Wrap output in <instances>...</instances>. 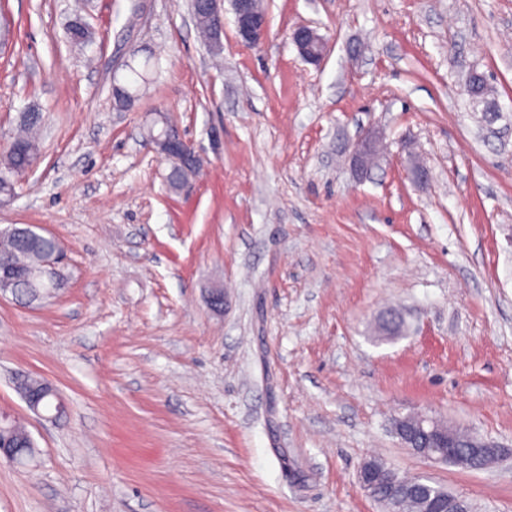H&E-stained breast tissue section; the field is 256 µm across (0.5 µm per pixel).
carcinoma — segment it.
<instances>
[{
	"label": "carcinoma",
	"instance_id": "1",
	"mask_svg": "<svg viewBox=\"0 0 512 512\" xmlns=\"http://www.w3.org/2000/svg\"><path fill=\"white\" fill-rule=\"evenodd\" d=\"M67 39L73 44L83 45L92 39V32L80 19L71 21L66 28ZM154 63L147 57L143 62L130 60L124 64L127 71L126 85L121 87L119 100L127 102L136 100L142 84L146 83ZM41 124L40 114L25 112L21 116L19 132L4 148L3 159L0 160V195L8 198L16 191L17 182L36 164L40 157L41 141L38 130ZM196 173V168L173 164L168 175V182L174 189L181 188L189 175ZM57 247L54 238L37 233L30 226H15L8 231L0 232V263H7L24 273L17 278L0 280V292L10 293L25 305L39 304L47 299L46 287L42 286V273L45 256ZM15 387L22 396L31 392H47L54 397L56 392L53 384L42 377L19 375L15 378ZM0 439L34 452L35 443L28 431L15 422L7 424L0 430ZM406 478L392 474V479L375 491V498L394 499L401 496V489Z\"/></svg>",
	"mask_w": 512,
	"mask_h": 512
}]
</instances>
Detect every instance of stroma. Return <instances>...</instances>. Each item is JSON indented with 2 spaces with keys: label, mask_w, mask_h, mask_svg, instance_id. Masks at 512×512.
I'll return each mask as SVG.
<instances>
[{
  "label": "stroma",
  "mask_w": 512,
  "mask_h": 512,
  "mask_svg": "<svg viewBox=\"0 0 512 512\" xmlns=\"http://www.w3.org/2000/svg\"><path fill=\"white\" fill-rule=\"evenodd\" d=\"M264 2V41L225 12L217 57L188 0L0 8V149L42 117L0 228L66 254L54 298H0V413L36 444L0 458V512H382L357 480L374 456L512 512V453L463 472L393 431L423 412L512 450V0ZM301 24L329 43L320 65ZM148 55L156 73L115 111L114 80ZM474 72L497 112L472 107ZM157 112L204 160L177 193L145 136ZM374 130L385 151L360 182L345 156ZM391 307L397 336L378 330ZM20 373L65 414L28 411ZM299 55L308 63L318 65L327 54V43L310 25H299L291 34ZM14 383L16 390L22 398L31 392H48L49 395L45 398V400L48 401L50 398L54 397L56 392L55 387L49 380L30 374L17 376ZM26 405L32 412L44 417H46L44 414L47 413L54 412L52 415H60L64 412V405L59 397L53 401L51 399L48 405L41 403L36 406H31L28 402Z\"/></svg>",
  "instance_id": "1"
}]
</instances>
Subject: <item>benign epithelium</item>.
Wrapping results in <instances>:
<instances>
[{"instance_id": "7a95c632", "label": "benign epithelium", "mask_w": 512, "mask_h": 512, "mask_svg": "<svg viewBox=\"0 0 512 512\" xmlns=\"http://www.w3.org/2000/svg\"><path fill=\"white\" fill-rule=\"evenodd\" d=\"M207 11L216 21L214 37L220 38L224 32V0H204ZM234 23L240 40L249 45H257L268 33L269 20L257 8L256 0H231ZM299 55L308 63L318 65L327 54V43L317 31L309 25L297 26L291 34ZM149 140L157 147L158 152L166 160L173 163H192L199 160L195 147L183 139H159L154 128L148 130ZM376 156V137L367 135L353 146L350 154V165L355 177L363 179L372 168ZM395 435L406 448L416 449V453L433 461H447L453 467L466 471L471 459L480 457L486 466H491L505 454L503 447L497 443L479 439L468 445L469 451L458 450L460 444L451 429L440 421L420 415L416 418H404L396 422ZM358 481L364 492L371 491L375 485L383 481V473L369 462H363L358 469ZM427 512H469L468 502L453 494L441 502L437 499H426Z\"/></svg>"}]
</instances>
